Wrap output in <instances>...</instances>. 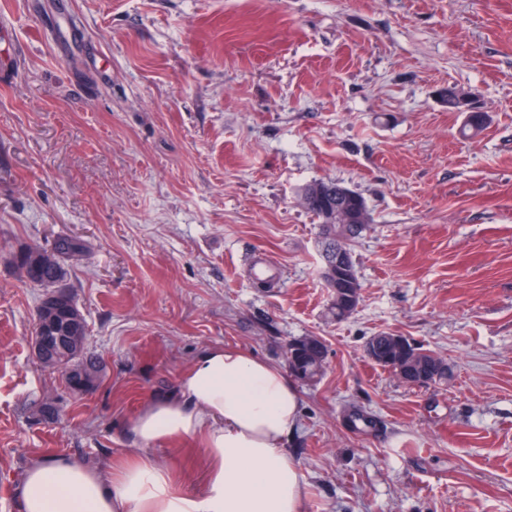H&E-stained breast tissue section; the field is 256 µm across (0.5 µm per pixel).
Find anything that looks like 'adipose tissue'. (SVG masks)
<instances>
[{
	"instance_id": "adipose-tissue-1",
	"label": "adipose tissue",
	"mask_w": 512,
	"mask_h": 512,
	"mask_svg": "<svg viewBox=\"0 0 512 512\" xmlns=\"http://www.w3.org/2000/svg\"><path fill=\"white\" fill-rule=\"evenodd\" d=\"M300 395L283 371L241 351L209 348L127 427L138 444L198 437L205 490H176L150 458L112 469L65 456L33 462L19 512H302L304 480L284 448L298 426Z\"/></svg>"
}]
</instances>
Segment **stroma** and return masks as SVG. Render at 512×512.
Segmentation results:
<instances>
[{
	"instance_id": "stroma-1",
	"label": "stroma",
	"mask_w": 512,
	"mask_h": 512,
	"mask_svg": "<svg viewBox=\"0 0 512 512\" xmlns=\"http://www.w3.org/2000/svg\"><path fill=\"white\" fill-rule=\"evenodd\" d=\"M452 87L489 115L476 137ZM322 179L372 217L341 322L300 200ZM63 237L88 392L38 362L15 263ZM380 333L447 381L371 363ZM307 336L326 364L285 441L303 512H512V0H0V512L40 457L142 453L124 426L203 349L284 370ZM143 453L202 492L199 440Z\"/></svg>"
}]
</instances>
